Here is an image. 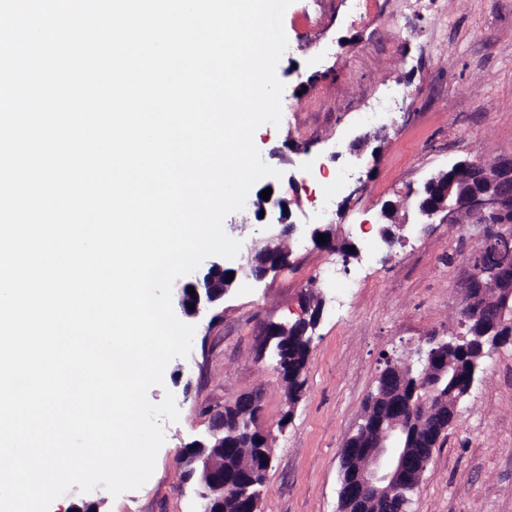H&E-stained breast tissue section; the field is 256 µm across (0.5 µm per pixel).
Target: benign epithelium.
Returning a JSON list of instances; mask_svg holds the SVG:
<instances>
[{
    "instance_id": "7a95c632",
    "label": "benign epithelium",
    "mask_w": 512,
    "mask_h": 512,
    "mask_svg": "<svg viewBox=\"0 0 512 512\" xmlns=\"http://www.w3.org/2000/svg\"><path fill=\"white\" fill-rule=\"evenodd\" d=\"M416 210L421 221L434 223L441 218L450 224H491L502 230L490 233L476 250L472 273L466 284L461 306V326L471 335L492 336L497 343L512 339V261L506 259L496 266L488 264L491 253L501 252L512 243V155H502L488 163L479 155L466 157L448 165L432 175L416 191ZM263 234L250 240L243 263L229 269L224 259L212 257L204 260L191 274L179 281L178 306L182 315L196 320L224 302V296L234 286L228 272L246 274L263 280L281 272L289 263L285 246L293 238H310L317 242L318 235L331 242L330 229L290 221V200L281 194H272L249 202ZM398 204L388 202L381 210L387 222L381 224L382 238L393 244L405 238L409 224L395 219ZM194 291H189V288ZM301 306L304 316L293 323L268 326L266 336H287L290 330L307 321L315 304L303 294ZM453 349L433 336L427 341L426 363L420 370L412 364H388L380 374V384L372 393L371 402L378 404L377 414L360 423L347 444L348 456L360 458L363 465L341 471L340 496L355 512H367L373 503H380L384 512H410L412 500L401 494L416 488L424 469L418 466L427 453L423 442L417 446L402 442V420L397 411V396L403 386L413 379L435 393L448 373V361L437 359L443 347ZM186 466L185 479L194 480L196 493L202 502L201 512H224V495L231 486L248 494L250 478L254 472L269 469L271 461L263 449L255 452L252 471L227 481L224 476V415L215 416L208 433L181 450Z\"/></svg>"
}]
</instances>
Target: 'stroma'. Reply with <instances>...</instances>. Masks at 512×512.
Returning a JSON list of instances; mask_svg holds the SVG:
<instances>
[{
    "label": "stroma",
    "instance_id": "1",
    "mask_svg": "<svg viewBox=\"0 0 512 512\" xmlns=\"http://www.w3.org/2000/svg\"><path fill=\"white\" fill-rule=\"evenodd\" d=\"M288 44L277 76L290 108L280 124L260 126L262 160L298 183L291 220L314 223L318 197L332 192L326 218L331 248L304 240L290 266L263 281L238 275L223 305L195 321L188 356L173 359L153 403L173 395L177 421L151 478L112 496L71 489L49 512H199L185 484L179 451L206 434L213 414L241 396L260 397L261 430L272 432L263 512H339L340 450L357 430L386 363L416 361L424 337L459 334L458 313L482 224H420L415 192L453 162L512 154V0H294L284 13ZM402 94L387 119L361 121L370 100ZM370 136L371 152L356 154ZM399 203L411 223L406 239L386 245L375 230L382 207ZM354 244L357 254L342 248ZM346 277L348 309H334ZM321 295L305 384L295 403L261 347L263 329L295 320L306 288ZM412 512H512V342L484 357L454 423L434 448Z\"/></svg>",
    "mask_w": 512,
    "mask_h": 512
}]
</instances>
